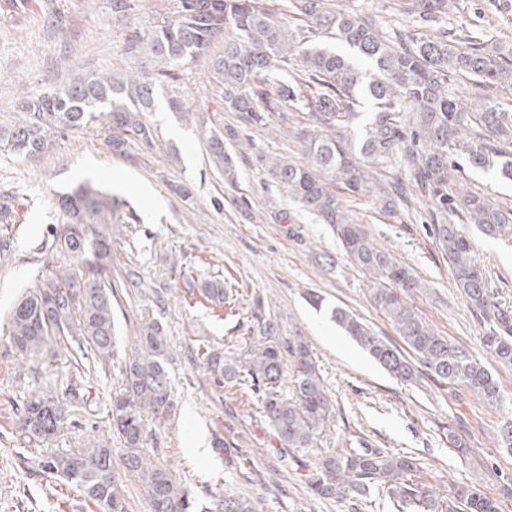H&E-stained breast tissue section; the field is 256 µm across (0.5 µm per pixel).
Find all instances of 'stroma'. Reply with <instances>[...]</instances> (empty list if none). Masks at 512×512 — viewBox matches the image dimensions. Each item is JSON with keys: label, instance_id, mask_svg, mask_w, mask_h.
Segmentation results:
<instances>
[{"label": "stroma", "instance_id": "stroma-1", "mask_svg": "<svg viewBox=\"0 0 512 512\" xmlns=\"http://www.w3.org/2000/svg\"><path fill=\"white\" fill-rule=\"evenodd\" d=\"M357 14H370L386 29L416 30L403 7L406 0H338ZM166 0H133L125 23L112 22V0H28L20 15L0 17V126L17 117L23 97L63 87L69 74H99L143 66L131 55L133 33L149 35ZM449 22L427 26L426 34L479 38L489 45L512 44V0H455ZM208 62L199 59L176 69L165 83L155 112L146 116L157 138L137 145L132 158L113 152L105 127L93 125L54 137L37 167L0 152V195L10 196L13 221L0 224V239L12 252L0 258V512H97L78 490L44 475L22 470L21 442L14 436L16 414L33 384L19 370V357L7 336L14 300L46 279L61 262L46 250L58 224L59 192L89 179L111 191L122 206L112 221V282L118 323L117 355L130 353L142 326L161 320L170 355L173 408L148 416L147 457L164 460L179 483L201 506L224 487L252 497L261 512H354L349 501L313 493L299 472L284 469L278 441L259 414L256 399L242 386L219 387L196 350L202 344L239 348L248 342L254 298L275 318L282 336H305L333 400L334 417L318 439V454L367 442L376 448L417 457L421 477L438 494L449 485H467L498 497L502 512H512L504 478L512 479V456L497 440L502 412L491 409L462 387L420 376L401 383L373 360L331 319L334 307L349 309L382 336L397 340L391 323L371 303L369 284L348 257L331 227L297 210L288 191L271 174L268 161L304 155L294 130L308 126L306 113L270 114L258 123L225 109L213 86ZM184 105L171 112L169 98ZM232 130L241 146L237 178L228 181L209 159L212 131ZM386 183L402 187L392 211L374 199L339 194V204L370 240L414 268L423 289L412 297L419 313L439 334L482 357L506 394H512V366L486 357L480 339L489 321L480 318L455 285L447 256L430 227L440 216L432 199L388 164ZM456 185L496 203H512V183L469 167L455 172ZM187 184L190 197L174 187ZM473 258L486 277L497 306L512 313V244L476 238ZM144 286H127L129 270ZM221 276L232 296L223 320H215L187 293V274ZM167 291L157 310L152 291ZM317 293L322 307L306 296ZM118 368L90 377L89 399L65 414L48 448L74 451L104 435L109 399L118 385ZM458 435L463 448L448 441ZM115 477L127 512H148L145 484L124 464L125 449L113 442Z\"/></svg>", "mask_w": 512, "mask_h": 512}]
</instances>
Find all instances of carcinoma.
<instances>
[{
  "mask_svg": "<svg viewBox=\"0 0 512 512\" xmlns=\"http://www.w3.org/2000/svg\"><path fill=\"white\" fill-rule=\"evenodd\" d=\"M147 41L132 39L128 52H146L150 66L122 74L72 75L59 89L21 102L20 117L0 130V150L31 165L46 152L51 139L94 122L112 133V148L155 143V130L144 119L152 112L160 87L172 69L208 59L210 78L222 91L224 107L263 122L268 112L292 106L308 113L316 130L298 132L308 163L273 158L270 170L288 189L299 208L335 228L345 252L371 278L373 305L391 322L402 340L398 345L375 333L355 314L336 308L331 318L375 363L396 379L410 383L421 372L461 386L488 406L512 415V397L505 394L486 365L462 346L440 335L418 313L410 294L421 287L412 269L390 252L376 247L347 211L336 193L375 195V170L394 161L427 191L442 221L430 227L448 257L455 284L467 301L493 320L481 338L483 348L501 364H512V315L496 306L483 271L472 259L470 228L489 239L512 234V206H503L454 188L453 173L467 165L492 170L512 181V103L493 97L467 99L449 88L451 77L463 76L487 88L512 90V49L448 41L420 32L390 35L368 15L346 11L330 0H291L305 16L308 32L325 31L351 54L304 40L261 6V0H171ZM450 0H410L406 12L421 23L448 16ZM224 36V50L210 55L212 43ZM298 59L301 69L289 76ZM374 109L358 137L347 128L360 104ZM409 106L407 128L398 112ZM210 136L209 152L216 168L234 179L236 165L224 150V137ZM62 230L51 229L52 250L63 264L37 289L18 298L9 313L8 336L36 373L39 360L60 338L76 344L93 362L75 363V376L63 396L84 400L82 380L96 366L114 358L116 326L112 282L105 270L112 260V218L118 200L99 185L84 180L58 195ZM197 303L210 305L214 317L224 310V281L204 278L192 285ZM254 325L245 348L206 345L201 354L218 386L250 384L262 416L279 442V459L296 463L293 452L313 448L334 417L314 356L301 336H280L277 322L255 300ZM169 355L163 325L143 327L134 352L119 366L120 384L111 393L109 434L75 452L56 451L44 457L21 456L30 473L58 477L79 490L97 512H126L114 476L112 439L126 449L125 465L140 475L149 512H199L195 498L176 481L165 464L141 451L147 434L142 413H167L172 406ZM289 379L282 390L283 378ZM65 404L49 401L46 386L37 384L23 400L15 422L22 443L33 446L58 432ZM414 460L404 454L362 445L320 458L309 484L322 497L371 502L374 490L386 492L395 512H502L498 499L485 491L454 485L445 496L417 481ZM209 512H257L250 498L214 491Z\"/></svg>",
  "mask_w": 512,
  "mask_h": 512,
  "instance_id": "obj_1",
  "label": "carcinoma"
}]
</instances>
